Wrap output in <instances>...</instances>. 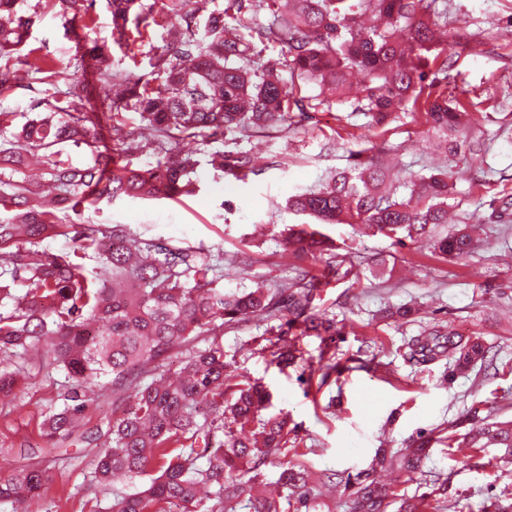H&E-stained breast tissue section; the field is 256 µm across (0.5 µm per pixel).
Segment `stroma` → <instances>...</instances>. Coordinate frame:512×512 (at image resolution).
<instances>
[{"instance_id":"obj_1","label":"stroma","mask_w":512,"mask_h":512,"mask_svg":"<svg viewBox=\"0 0 512 512\" xmlns=\"http://www.w3.org/2000/svg\"><path fill=\"white\" fill-rule=\"evenodd\" d=\"M448 27L470 35L468 45L459 49L449 94L473 103L512 94V0H448ZM26 46L59 71L73 56L75 43L55 10L46 7ZM41 90L34 83L1 91L0 110L14 113L15 126H22L36 116ZM338 116L336 109L321 106L297 131L198 141L192 148L201 185L197 196L177 201L124 197L102 202L87 216L103 228L126 225L138 239L204 249L216 266L215 285L224 290L258 282L280 287L291 276L283 239L298 221L286 209V199L294 191L317 187L360 146ZM469 123L491 141L488 149L469 155L456 176L455 197L464 203L487 198L488 167L512 174V111L491 118L473 112ZM425 130L423 118H405L392 123L385 136L401 145V162L414 171L440 159ZM232 148L255 157L256 172L246 180L225 177L210 164L214 152ZM327 232L337 242L357 244L345 261L351 274L331 280L319 306L344 324L336 341L337 361L358 359L361 367L307 384L299 379L300 369L283 370L272 362L262 348L264 329L255 322L215 336L239 372L268 387L272 412L287 413L298 425L303 462L344 478L365 470L376 448L406 447L419 432L450 426L469 410L491 422L512 421V268L502 260L512 250V224L485 225L478 253L457 264L436 259L424 240L404 247L382 236L357 240L344 224ZM403 304L416 309L413 322L389 315V307ZM441 321L458 333L481 335L490 348L487 364L455 374L444 359L428 365L409 361L407 339ZM65 385L63 369L31 361L24 381L0 397V470L8 474L45 459L55 467V480L38 512H80L82 504L96 502L97 492L86 479L95 445L52 441L40 431L41 411ZM367 393L373 394V405L365 404ZM503 454L490 447L466 458L437 445L417 472L390 470L385 488L392 497L420 495L445 479L450 492L459 495L447 512H482L490 497L512 485V464H505Z\"/></svg>"}]
</instances>
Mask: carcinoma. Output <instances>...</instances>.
Returning a JSON list of instances; mask_svg holds the SVG:
<instances>
[{
  "label": "carcinoma",
  "mask_w": 512,
  "mask_h": 512,
  "mask_svg": "<svg viewBox=\"0 0 512 512\" xmlns=\"http://www.w3.org/2000/svg\"><path fill=\"white\" fill-rule=\"evenodd\" d=\"M45 0L68 25L87 14L85 2ZM18 0H0V90L12 80H31L46 62L22 53L38 9L21 13ZM111 40L77 44L69 61L74 72L91 68L104 78L110 111L92 107L78 82L61 90L47 82L36 117L12 129L13 113L0 111V394L10 393L24 374L28 352L43 344L51 365L61 367L68 389L60 407L43 412L42 433L53 439L79 428L92 401L97 376L112 377V394L124 401L106 440L95 454L89 483L112 496L100 512H318L319 489L334 477L288 459L299 447L297 428L282 414L262 416L271 402L266 387L241 379L224 348L211 343L173 370L167 354L201 336L240 323L279 322L265 329L266 349L282 368L303 359L300 340L321 342L316 371L322 379L338 371L334 348L344 326L317 309L322 288L340 275L334 266L336 242L319 227L349 224L357 235H382L404 247L427 238L432 254L445 262L477 253L482 224H512V191L499 186L457 226L448 223L453 179L467 163L462 147L477 144L467 121L469 104L448 96L455 48L464 36L448 33L447 0H227L219 12L202 14L195 0H177L183 24L166 29L149 59L159 82L114 69V48L134 52L146 29L160 25L142 0H107ZM267 10L272 20L257 21ZM204 37H197L199 24ZM281 47L275 59L261 60L257 44ZM363 76L354 102L344 100L353 74ZM314 83L324 99L302 95ZM349 106L366 119L364 148L319 187L292 194L288 210L305 218L288 229L284 252L296 276L279 288L224 292L213 287L210 257L192 247L141 240L126 227L101 230L79 215L103 200L128 197L177 199L198 191L192 154L179 144L228 133H264L297 127L319 104ZM139 115L148 131L145 144L155 162L132 169L125 157L141 147L126 135L112 138L123 114ZM421 114L445 143V159L429 173L391 174L382 155L399 146L378 144L401 114ZM85 145L92 162L75 167L64 146ZM212 165L237 180L254 172L251 155L235 149L216 152ZM72 240V254L51 253L44 242ZM93 256L98 270L84 260ZM325 258L319 274L307 262ZM347 269L341 275L348 276ZM23 282L15 295L11 284ZM408 356L420 365L446 359L457 370L485 360L488 348L476 336H461L444 323L409 337ZM464 431L420 434L392 452L381 448L366 471L347 476V512H388L393 505L374 474L399 466L418 470L432 444L480 451L512 450V426L477 420L468 412ZM281 468L278 492L262 489L265 468ZM149 477L131 492L113 488L117 476ZM55 479L51 465L26 466L0 478V505L40 499ZM447 481L439 497L400 499L397 512H445Z\"/></svg>",
  "instance_id": "obj_1"
}]
</instances>
